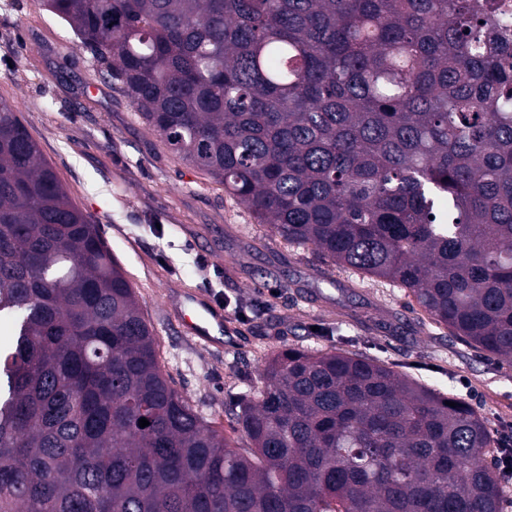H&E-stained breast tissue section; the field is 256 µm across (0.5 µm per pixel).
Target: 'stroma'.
<instances>
[{"label":"stroma","mask_w":512,"mask_h":512,"mask_svg":"<svg viewBox=\"0 0 512 512\" xmlns=\"http://www.w3.org/2000/svg\"><path fill=\"white\" fill-rule=\"evenodd\" d=\"M0 95L135 287L174 387L207 419L261 385L272 352L353 351L471 404L512 448V366L450 336L404 290L322 263L180 161L69 26L37 0H0ZM224 304V346L195 342L169 296Z\"/></svg>","instance_id":"obj_1"}]
</instances>
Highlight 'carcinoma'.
Returning a JSON list of instances; mask_svg holds the SVG:
<instances>
[{"instance_id":"1","label":"carcinoma","mask_w":512,"mask_h":512,"mask_svg":"<svg viewBox=\"0 0 512 512\" xmlns=\"http://www.w3.org/2000/svg\"><path fill=\"white\" fill-rule=\"evenodd\" d=\"M40 5L258 223L512 363V32L490 0ZM2 318L0 512H500L484 419L380 360L282 349L231 433L202 416L3 97Z\"/></svg>"}]
</instances>
